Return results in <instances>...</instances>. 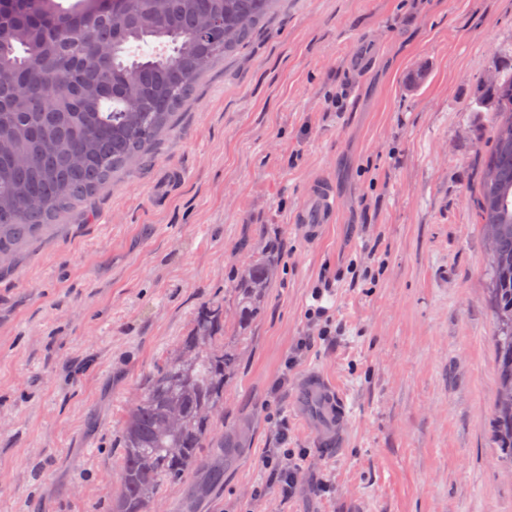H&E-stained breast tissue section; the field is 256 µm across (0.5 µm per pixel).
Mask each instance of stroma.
Segmentation results:
<instances>
[{"instance_id": "1", "label": "stroma", "mask_w": 512, "mask_h": 512, "mask_svg": "<svg viewBox=\"0 0 512 512\" xmlns=\"http://www.w3.org/2000/svg\"><path fill=\"white\" fill-rule=\"evenodd\" d=\"M494 71L512 76V0H282L142 159L0 269V512H112L126 413L207 303L238 357L217 426L231 450L221 482L167 484L157 512H512L490 464L496 329L472 202ZM316 179L337 212L311 242L291 217ZM271 246L277 274L239 332L237 273ZM324 280L339 334L271 400ZM314 369L346 406L334 448L297 401ZM283 435L308 452L286 500L262 467Z\"/></svg>"}]
</instances>
